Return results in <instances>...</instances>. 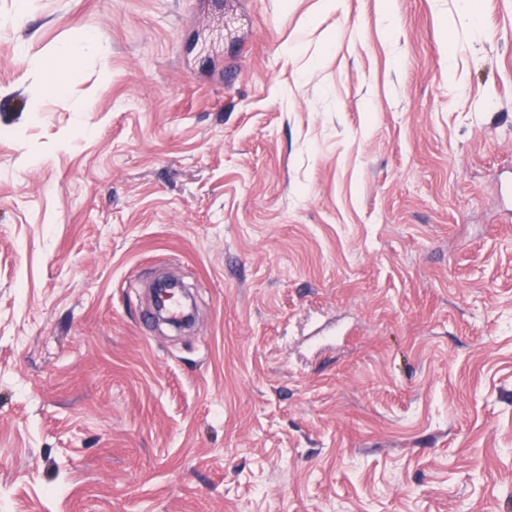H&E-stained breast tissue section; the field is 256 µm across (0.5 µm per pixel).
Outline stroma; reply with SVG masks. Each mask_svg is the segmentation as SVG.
<instances>
[{
	"mask_svg": "<svg viewBox=\"0 0 512 512\" xmlns=\"http://www.w3.org/2000/svg\"><path fill=\"white\" fill-rule=\"evenodd\" d=\"M393 11L0 0V512H511L512 0Z\"/></svg>",
	"mask_w": 512,
	"mask_h": 512,
	"instance_id": "1",
	"label": "stroma"
}]
</instances>
